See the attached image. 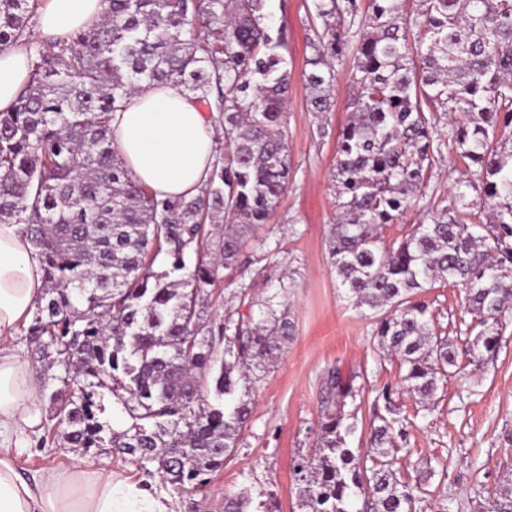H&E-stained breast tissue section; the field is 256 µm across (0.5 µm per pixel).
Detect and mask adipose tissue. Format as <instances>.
<instances>
[{
  "instance_id": "adipose-tissue-1",
  "label": "adipose tissue",
  "mask_w": 512,
  "mask_h": 512,
  "mask_svg": "<svg viewBox=\"0 0 512 512\" xmlns=\"http://www.w3.org/2000/svg\"><path fill=\"white\" fill-rule=\"evenodd\" d=\"M104 0H47L39 26L59 38L99 23ZM29 75L22 47L0 51V111L12 110ZM112 147L136 178L157 197L199 193L213 162L208 112L179 90L151 87L129 95L113 114ZM46 287L42 258L20 225L0 224V338L30 320ZM37 388L28 365L0 349V432L35 429L40 423ZM0 512H171L168 504L129 482L122 472L100 478L79 460L46 470L29 483L9 451L0 450Z\"/></svg>"
}]
</instances>
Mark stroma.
Wrapping results in <instances>:
<instances>
[{"mask_svg": "<svg viewBox=\"0 0 512 512\" xmlns=\"http://www.w3.org/2000/svg\"><path fill=\"white\" fill-rule=\"evenodd\" d=\"M264 12L286 33L291 78L282 122L292 177L270 219L255 228L242 257L243 272L225 276L223 297H210L206 311L217 320L233 311L255 315L268 301L287 312L295 335L263 380L245 393L251 414L236 452L203 491L188 495L132 456L104 457L68 447L53 419L37 345L23 329L4 346L33 374L41 423L35 433L14 430L1 436L0 444L30 480L82 459L99 469L124 470L131 481L167 498L173 512H222L225 497L244 491L262 498L269 512H301L294 466L315 448L320 398L334 369L358 391L345 413L355 426L349 445L362 451L370 446L371 420L383 408L378 396L391 387L403 427L395 439L394 468L414 487L417 512H483L497 491L512 488V312L506 313L499 345L483 368L470 366L463 375L448 377L429 400L405 392L397 359L387 355L375 334L378 312L356 306L339 287L329 259L330 228L336 222V136L356 95L351 64L336 66L332 110L314 111L306 79L313 54L308 41L312 0H267ZM462 176L451 158L435 165L418 209L384 228L386 243L400 242L424 213L447 205ZM414 299L428 305L436 331L471 339V316L459 289L438 282Z\"/></svg>", "mask_w": 512, "mask_h": 512, "instance_id": "stroma-1", "label": "stroma"}]
</instances>
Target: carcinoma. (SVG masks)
Returning <instances> with one entry per match:
<instances>
[{
  "label": "carcinoma",
  "mask_w": 512,
  "mask_h": 512,
  "mask_svg": "<svg viewBox=\"0 0 512 512\" xmlns=\"http://www.w3.org/2000/svg\"><path fill=\"white\" fill-rule=\"evenodd\" d=\"M30 0H0V50L27 43ZM101 22L28 47L18 105L0 112V224H20L43 260L47 288L27 328L39 345L54 418L72 448L156 466L188 493L237 448L250 403L238 396L295 331L271 307L259 318L205 317L202 294L236 268L252 230L288 187L280 126L288 96L284 29L263 23L266 0H105ZM313 0L307 75L316 112L331 110L334 62L350 57L357 90L339 131V218L329 255L356 303L384 310L376 336L422 399L459 373L456 339L433 332L427 283L464 292L481 327L466 343L492 352L512 305V0ZM169 85L220 107L211 170L199 194L159 199L112 150V114L135 91ZM459 117L448 131L439 117ZM454 151L476 197L457 192L398 246L381 230L419 203L433 166ZM488 210L489 223L480 221ZM195 255L188 265L187 254ZM169 267L153 270L158 255ZM132 423L109 432L101 390ZM352 387L330 375L314 453L295 474L304 512H414L417 496L388 460L400 409L385 387L371 465L348 446ZM251 496L224 498L249 512Z\"/></svg>",
  "instance_id": "1"
}]
</instances>
